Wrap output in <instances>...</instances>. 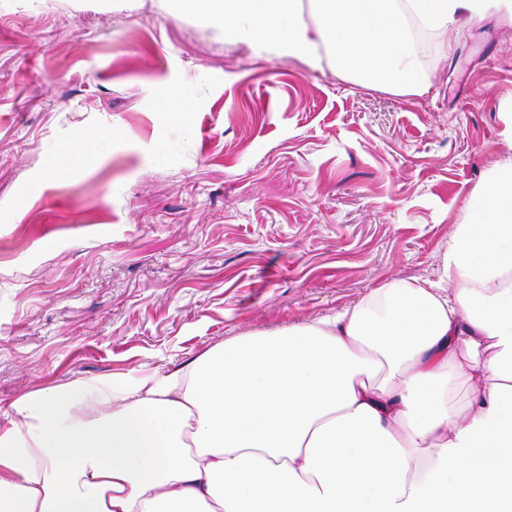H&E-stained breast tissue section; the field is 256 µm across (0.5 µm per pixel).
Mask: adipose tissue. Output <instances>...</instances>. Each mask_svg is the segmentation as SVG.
<instances>
[{"label": "adipose tissue", "mask_w": 512, "mask_h": 512, "mask_svg": "<svg viewBox=\"0 0 512 512\" xmlns=\"http://www.w3.org/2000/svg\"><path fill=\"white\" fill-rule=\"evenodd\" d=\"M224 43L400 94L419 47L512 0H164ZM93 133L52 168H92ZM436 280L204 353L151 385L15 405L0 512H512V159L467 202ZM468 389L466 405L455 400Z\"/></svg>", "instance_id": "adipose-tissue-1"}]
</instances>
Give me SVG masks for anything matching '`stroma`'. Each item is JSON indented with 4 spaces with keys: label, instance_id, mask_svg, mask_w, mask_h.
I'll list each match as a JSON object with an SVG mask.
<instances>
[{
    "label": "stroma",
    "instance_id": "1",
    "mask_svg": "<svg viewBox=\"0 0 512 512\" xmlns=\"http://www.w3.org/2000/svg\"><path fill=\"white\" fill-rule=\"evenodd\" d=\"M399 95L224 44L161 0H0V427L65 385L152 381L217 345L433 280L512 158L497 11ZM190 94L163 112L158 91ZM109 131L94 168L49 172Z\"/></svg>",
    "mask_w": 512,
    "mask_h": 512
}]
</instances>
